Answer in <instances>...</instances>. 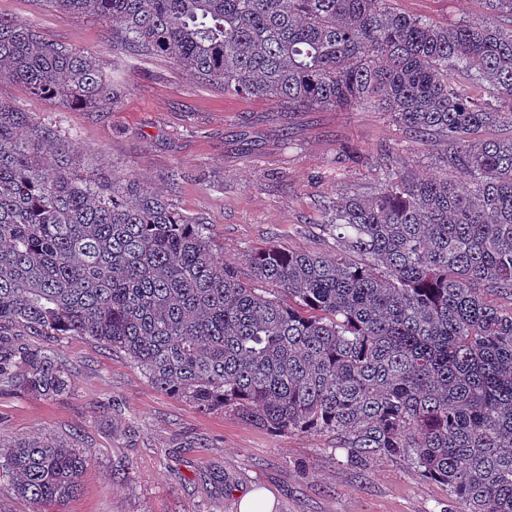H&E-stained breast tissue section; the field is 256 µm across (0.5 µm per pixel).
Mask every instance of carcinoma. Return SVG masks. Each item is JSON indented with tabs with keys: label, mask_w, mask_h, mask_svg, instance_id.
Returning <instances> with one entry per match:
<instances>
[{
	"label": "carcinoma",
	"mask_w": 512,
	"mask_h": 512,
	"mask_svg": "<svg viewBox=\"0 0 512 512\" xmlns=\"http://www.w3.org/2000/svg\"><path fill=\"white\" fill-rule=\"evenodd\" d=\"M108 22L112 44L172 60L224 92L290 112L373 107L422 144L434 177L396 171L340 192L334 254L248 256L252 287L131 174L80 168L70 142L0 99V391L52 397L51 341L90 337L203 410L274 432L329 431L358 463L409 458L461 512H512V0L433 23L391 0H45ZM64 107L118 97L89 54L0 17V81ZM88 459L0 438V489L36 506L75 495Z\"/></svg>",
	"instance_id": "cac0c4a2"
}]
</instances>
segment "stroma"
I'll return each instance as SVG.
<instances>
[{"instance_id": "stroma-1", "label": "stroma", "mask_w": 512, "mask_h": 512, "mask_svg": "<svg viewBox=\"0 0 512 512\" xmlns=\"http://www.w3.org/2000/svg\"><path fill=\"white\" fill-rule=\"evenodd\" d=\"M407 14L479 22L481 0H396ZM0 16L95 56L123 93L111 111L65 108L18 83L0 99L53 127L81 165L130 173L198 219L213 248L241 272L251 251L332 254L320 224L337 193L376 192L391 168L442 171V151L409 138L371 108L284 112L225 94L163 58L114 48L105 21L63 14L42 0H0ZM49 345L71 373L53 398L0 394V435L47 436L88 457L80 490L48 512H238L263 488L274 512H458L447 485L406 460L350 462L329 432H274L231 408L202 410L153 386L123 352L89 337Z\"/></svg>"}]
</instances>
